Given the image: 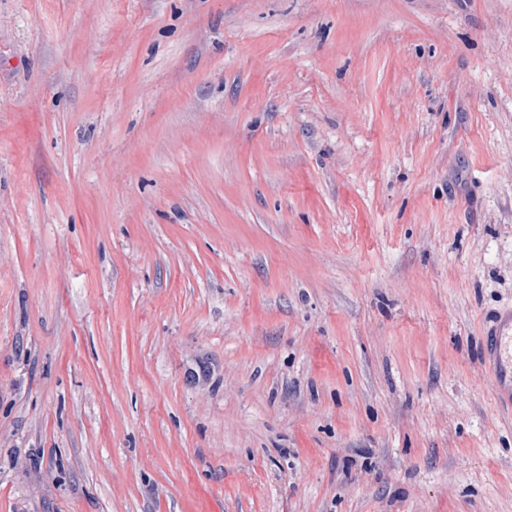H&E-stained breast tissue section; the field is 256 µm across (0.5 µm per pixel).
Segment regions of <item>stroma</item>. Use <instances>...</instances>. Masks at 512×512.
<instances>
[{"mask_svg": "<svg viewBox=\"0 0 512 512\" xmlns=\"http://www.w3.org/2000/svg\"><path fill=\"white\" fill-rule=\"evenodd\" d=\"M512 0H0V512H512ZM500 402L512 408V308L493 316L482 357Z\"/></svg>", "mask_w": 512, "mask_h": 512, "instance_id": "obj_1", "label": "stroma"}]
</instances>
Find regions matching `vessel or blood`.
I'll list each match as a JSON object with an SVG mask.
<instances>
[{
	"mask_svg": "<svg viewBox=\"0 0 512 512\" xmlns=\"http://www.w3.org/2000/svg\"><path fill=\"white\" fill-rule=\"evenodd\" d=\"M483 363L500 402L512 408V308L499 311L484 338Z\"/></svg>",
	"mask_w": 512,
	"mask_h": 512,
	"instance_id": "b4317fda",
	"label": "vessel or blood"
}]
</instances>
